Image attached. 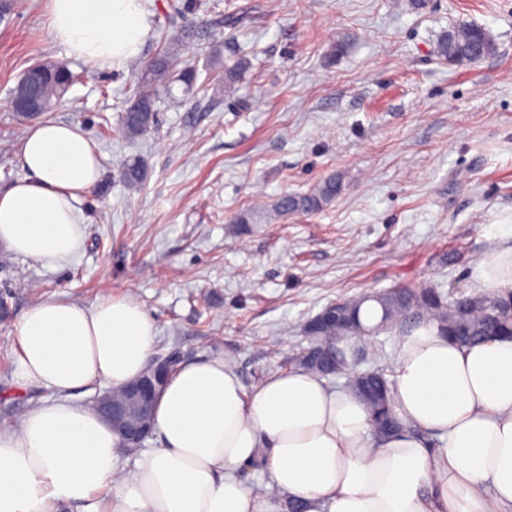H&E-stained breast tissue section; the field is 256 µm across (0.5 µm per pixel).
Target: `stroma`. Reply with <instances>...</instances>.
<instances>
[{"label":"stroma","instance_id":"stroma-1","mask_svg":"<svg viewBox=\"0 0 512 512\" xmlns=\"http://www.w3.org/2000/svg\"><path fill=\"white\" fill-rule=\"evenodd\" d=\"M45 4L21 0L0 21V191L24 175L30 125L8 100L36 63L79 74L48 118L85 130L102 176L81 197L86 243L70 261L48 269L0 246L1 427L46 397L15 377L14 325L41 301L133 295L155 355L224 358L250 391L288 370L326 305L395 288L471 294L482 260L512 249V0H148L139 54L112 71L69 56ZM461 23L484 28L494 53L441 56ZM176 24L191 28L182 58L197 82L173 84L156 128L127 139L129 88ZM135 156L148 177L131 189L119 169ZM332 175L342 190L322 210L266 217ZM399 338L370 337L359 370L393 375Z\"/></svg>","mask_w":512,"mask_h":512}]
</instances>
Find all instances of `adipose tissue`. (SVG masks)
<instances>
[{
    "label": "adipose tissue",
    "mask_w": 512,
    "mask_h": 512,
    "mask_svg": "<svg viewBox=\"0 0 512 512\" xmlns=\"http://www.w3.org/2000/svg\"><path fill=\"white\" fill-rule=\"evenodd\" d=\"M146 0H47L49 34L69 55L117 70L148 35ZM22 178L0 192V244L55 268L85 244L76 204L101 178L76 124H34ZM17 383L55 397L0 429V512H512V337L461 346L424 322L398 343L389 381L400 427L374 438L367 404L302 370L246 392L224 359L186 361L154 414L161 445L119 477L124 450L71 395L119 388L153 353L134 298L47 300L14 326ZM261 463L273 493L242 476Z\"/></svg>",
    "instance_id": "ef3b65f1"
}]
</instances>
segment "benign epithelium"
Returning <instances> with one entry per match:
<instances>
[{"label": "benign epithelium", "instance_id": "benign-epithelium-1", "mask_svg": "<svg viewBox=\"0 0 512 512\" xmlns=\"http://www.w3.org/2000/svg\"><path fill=\"white\" fill-rule=\"evenodd\" d=\"M14 112H40V102L34 95L14 96L9 100ZM172 357H155L138 380L127 384L124 399L112 400L107 391L90 401V407L117 433L129 448H142L151 437L154 425V402L165 378L174 370Z\"/></svg>", "mask_w": 512, "mask_h": 512}]
</instances>
